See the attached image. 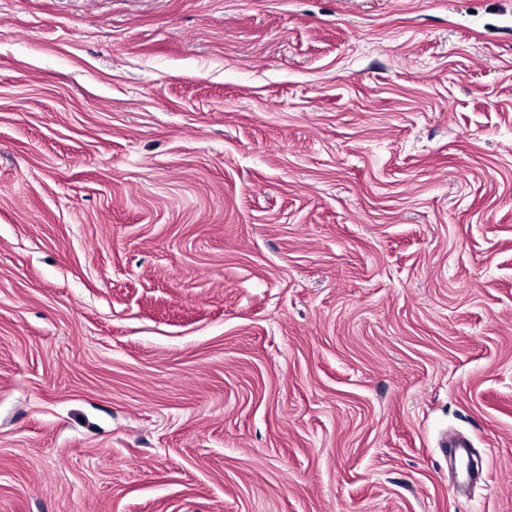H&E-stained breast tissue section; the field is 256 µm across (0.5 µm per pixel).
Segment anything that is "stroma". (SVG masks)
Here are the masks:
<instances>
[{"instance_id":"stroma-1","label":"stroma","mask_w":512,"mask_h":512,"mask_svg":"<svg viewBox=\"0 0 512 512\" xmlns=\"http://www.w3.org/2000/svg\"><path fill=\"white\" fill-rule=\"evenodd\" d=\"M0 512H512V0H0Z\"/></svg>"}]
</instances>
